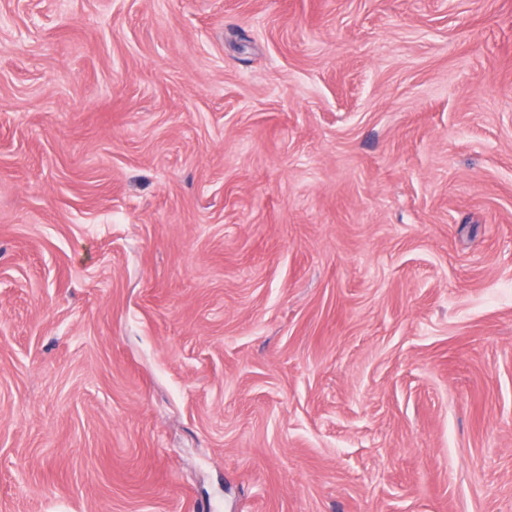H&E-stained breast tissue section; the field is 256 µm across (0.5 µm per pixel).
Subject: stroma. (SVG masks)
<instances>
[{"label": "stroma", "instance_id": "1", "mask_svg": "<svg viewBox=\"0 0 512 512\" xmlns=\"http://www.w3.org/2000/svg\"><path fill=\"white\" fill-rule=\"evenodd\" d=\"M0 512H512V0H0Z\"/></svg>", "mask_w": 512, "mask_h": 512}]
</instances>
